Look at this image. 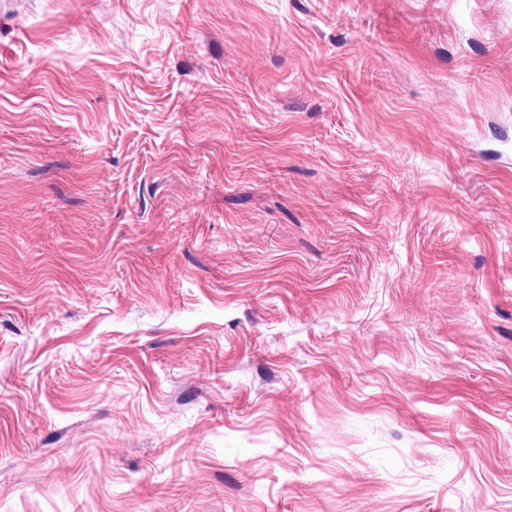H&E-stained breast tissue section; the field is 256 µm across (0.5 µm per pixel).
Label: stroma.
Masks as SVG:
<instances>
[{
    "mask_svg": "<svg viewBox=\"0 0 512 512\" xmlns=\"http://www.w3.org/2000/svg\"><path fill=\"white\" fill-rule=\"evenodd\" d=\"M0 512H512V0H0Z\"/></svg>",
    "mask_w": 512,
    "mask_h": 512,
    "instance_id": "obj_1",
    "label": "stroma"
}]
</instances>
